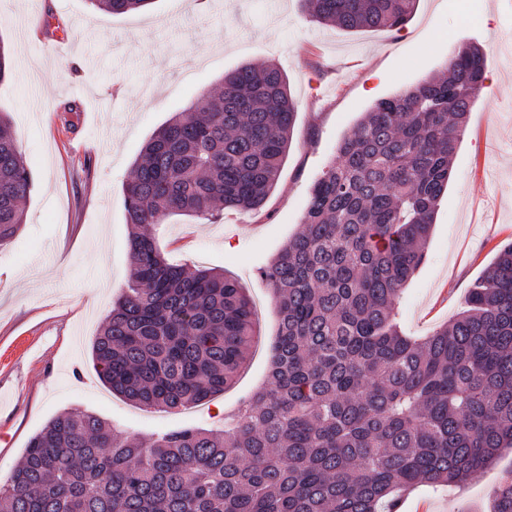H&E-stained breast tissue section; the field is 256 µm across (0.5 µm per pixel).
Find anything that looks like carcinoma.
Segmentation results:
<instances>
[{
    "mask_svg": "<svg viewBox=\"0 0 512 512\" xmlns=\"http://www.w3.org/2000/svg\"><path fill=\"white\" fill-rule=\"evenodd\" d=\"M117 15L152 0H89ZM321 24L398 30L419 0H303ZM482 48L377 101L313 184L303 230L260 268L279 314L267 384L234 426L181 427L150 444L66 412L0 483V512H399L420 484L460 485L512 448V242L464 309L423 339L395 306L422 265L452 159L485 83ZM296 105L274 63L224 74L203 106L145 142L124 186L131 274L91 354L145 408L201 404L232 385L254 343L237 282L169 261L151 226L261 208L280 177ZM33 177L0 113V243L24 223ZM493 512H512V480Z\"/></svg>",
    "mask_w": 512,
    "mask_h": 512,
    "instance_id": "obj_1",
    "label": "carcinoma"
}]
</instances>
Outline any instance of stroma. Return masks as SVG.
Returning a JSON list of instances; mask_svg holds the SVG:
<instances>
[{"label": "stroma", "instance_id": "35a3bbf8", "mask_svg": "<svg viewBox=\"0 0 512 512\" xmlns=\"http://www.w3.org/2000/svg\"><path fill=\"white\" fill-rule=\"evenodd\" d=\"M37 13L62 31L65 57L37 56L19 36ZM0 41L12 75L0 82L34 176L17 235L0 243V477L64 412L89 411L143 442L185 426L223 428L260 388L276 341V302L260 265L302 228L312 184L377 100L432 77L465 42L487 55L489 78L452 161L426 259L396 304L410 336L463 308L470 286L512 242V0H419L401 31L349 33L317 23L302 0H154L111 15L89 0H0ZM277 63L297 105L276 187L257 211L154 225L173 260L234 276L253 302L255 344L235 383L175 412L110 392L91 346L129 278L123 185L152 133L214 89L225 72ZM512 453L460 487L420 485L400 512H491Z\"/></svg>", "mask_w": 512, "mask_h": 512}]
</instances>
